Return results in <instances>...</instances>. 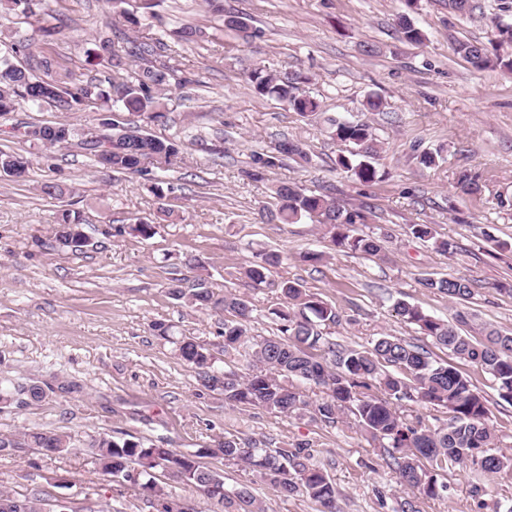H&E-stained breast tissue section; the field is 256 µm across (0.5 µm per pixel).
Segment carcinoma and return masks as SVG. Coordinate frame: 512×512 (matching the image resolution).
I'll return each mask as SVG.
<instances>
[{
  "label": "carcinoma",
  "instance_id": "carcinoma-1",
  "mask_svg": "<svg viewBox=\"0 0 512 512\" xmlns=\"http://www.w3.org/2000/svg\"><path fill=\"white\" fill-rule=\"evenodd\" d=\"M47 0H0V8L26 20L37 16L36 9ZM395 15L399 38L411 45L426 40L416 26L412 14L417 0H400ZM497 40L457 42L455 53L478 70L498 68L512 72V20L503 15L492 17ZM133 42L127 51L143 61L131 80L113 86L108 95L90 84L71 90L63 81L50 74L36 76L13 64L9 58L0 60V112L5 114L23 101L32 105L80 111L97 105L103 112L100 126L112 131V137L125 142V148L107 158L110 170L117 173H143L147 165L165 169L179 156L174 140L159 139L127 126L123 113L138 114L149 119L163 116L162 92L168 86L173 69L166 64L148 60L153 54L151 42ZM256 94L285 104L302 118L318 115L319 104L297 93L296 79L273 74L258 67L246 74ZM327 133L346 146V152L336 158V166L362 183L377 180L375 161L382 146L372 126L363 120H330ZM78 131L67 123L54 125L30 124L20 133L37 140L48 149L70 144ZM307 159L299 142L284 139L270 149L252 154L250 175L260 177L286 158ZM31 162L17 152L0 150V173L23 177ZM455 188L462 194H481L480 176L468 170L458 173ZM276 208L260 210L261 217L279 224H296L304 218L324 224L334 245L367 256L382 251L381 239L358 235L355 226L362 216L345 208L326 194L308 191L296 183H280L272 189ZM82 228L78 216L63 211L53 227L55 243L68 250V232ZM413 238L433 241L443 254L453 252L454 245L438 238L429 224L410 225ZM280 261L276 252L265 253L250 262L244 274L255 284L265 282L267 267ZM423 286L452 299L466 301L473 295L472 284L462 278H428ZM281 306L273 309L279 319V334L256 339L250 336L253 304L246 296L232 293L219 295L205 278H197L184 288L176 280L168 290L171 298L197 310L223 314L224 355L246 363L247 373H222L215 369L212 350L192 336L175 337L173 326L152 324L155 335L174 345V355L183 364L195 369L202 385L224 394V401L236 407H262L288 415L308 411L321 422L334 425L345 415L367 438L378 444L392 460L400 482L425 497L438 495L441 485L438 475L459 469L475 470L495 476L512 470V456L497 454L498 436L490 425L485 397L462 370L472 365L490 375L501 397L512 403V336L503 335L491 324L474 325L460 313L450 324L423 312L418 307L399 300L394 310L403 321L418 327L439 348L448 352L449 361L432 359L424 348L411 345L396 336H381L372 346L360 351L343 346L326 336L321 327L336 325L340 315L336 307L309 294L301 284L283 280L279 285ZM315 387L324 396L312 401L303 387ZM25 395L32 403L47 398L44 386L0 387V404L6 406ZM420 401L447 410L446 422L430 426L421 418L409 419L399 411V402ZM82 443L96 458L104 474L117 482H130L142 490L158 494L161 477L193 488L216 507L214 512H263L253 492L240 488L229 494L213 495L211 490L224 488V474L204 465L199 453H184L162 448L149 440L91 436L81 442L67 432H44L28 429L14 436L0 437V455H13L24 448H37L49 459L57 458ZM207 454L226 460L243 462L256 470L260 481L268 484L278 496L288 498L306 494L323 507L322 512H340L336 506V487L327 474L312 462L313 455L302 447L270 452L239 438L226 437ZM0 503L9 512H97L91 505L81 509L55 504L47 492L0 491Z\"/></svg>",
  "mask_w": 512,
  "mask_h": 512
}]
</instances>
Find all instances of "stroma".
Here are the masks:
<instances>
[{
	"label": "stroma",
	"mask_w": 512,
	"mask_h": 512,
	"mask_svg": "<svg viewBox=\"0 0 512 512\" xmlns=\"http://www.w3.org/2000/svg\"><path fill=\"white\" fill-rule=\"evenodd\" d=\"M143 2L126 0L127 17L117 28L109 0H51L47 14L28 24L13 15L0 18V57L11 54L12 35L20 30L31 49L14 56L16 64L40 76H62L70 87L94 83L106 91L136 70L127 56L129 41L165 31L154 57L175 69L167 111L155 120L132 115L128 121L160 139L192 132L177 165L145 174L101 170L74 145L49 151L36 141L0 138V149L19 151L31 162L23 180L0 175V380L54 387L43 402L0 409V434L25 428L80 439L129 434L193 452L232 436L273 451L303 446L334 483L341 512H391L411 492L353 424L329 426L306 415L226 404L151 326L172 324L220 347L218 316L168 295L173 279L202 277L217 293L251 299L253 336L276 335L274 285L289 279L336 307L342 322L326 332L349 347L391 335L442 358L417 326L395 314L401 299L448 322L470 313L512 335V210L496 204L498 195H512V75L475 70L453 51L459 41L494 39L489 17L512 0H479L480 10L470 16L450 12L447 0H420L414 21L426 40L419 46L402 42L394 29L398 0H155L149 9ZM229 12L248 18V29L225 28ZM186 26L199 29L194 41L179 36ZM46 27L54 31L53 43L44 41ZM105 37L112 40L110 51L94 57ZM366 42L378 53L364 54ZM257 66L295 77L299 94L319 102L321 118H301L255 94L245 75ZM371 94L384 99L385 109L367 116L363 103ZM328 117L368 118L383 147L375 182L355 181L337 168L344 146L328 137ZM98 119L90 109L23 103L0 116V130L68 123L86 133ZM286 138L302 143L311 163L286 159L262 179L247 178L252 153ZM419 147L440 150V164L420 166ZM463 169L481 176L480 198L455 189ZM157 178L171 188L166 197L151 190ZM288 182L326 191L361 211L365 222L357 231L382 237V256L336 247L325 225L308 219L261 223L260 210L276 204L272 185ZM49 183L61 194L44 193ZM63 209L78 213L90 247H56L52 227ZM136 218L156 221L155 235L130 233ZM412 224L433 225L438 237L454 243V252L443 255L412 239ZM269 251L281 261L267 273L269 286L259 288L243 269ZM306 252L321 254V261H302ZM448 275L469 280L473 298L460 304L421 284ZM476 380L500 451L511 453L512 403L488 375ZM209 464L223 472L226 490L251 489L264 512L320 510L301 494L279 497L243 464L220 457ZM440 481L438 496L416 498L420 512L512 507V481L487 478L480 497L472 491L471 473L453 472ZM44 488L78 507L161 512L157 498L103 475L87 449L52 461L34 448L0 457V490Z\"/></svg>",
	"instance_id": "1"
}]
</instances>
